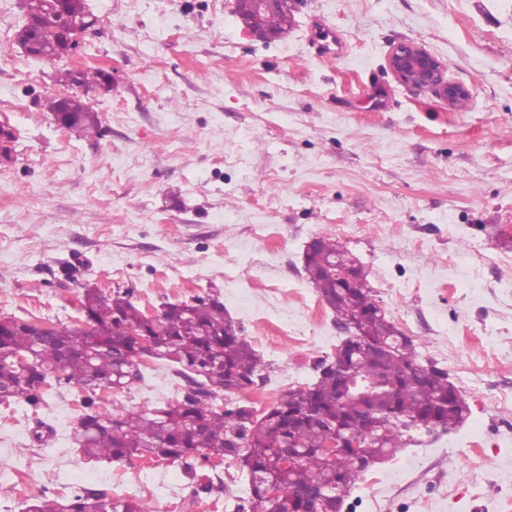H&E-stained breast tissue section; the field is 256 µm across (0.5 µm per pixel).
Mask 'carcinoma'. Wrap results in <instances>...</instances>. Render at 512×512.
Instances as JSON below:
<instances>
[{
  "label": "carcinoma",
  "instance_id": "obj_1",
  "mask_svg": "<svg viewBox=\"0 0 512 512\" xmlns=\"http://www.w3.org/2000/svg\"><path fill=\"white\" fill-rule=\"evenodd\" d=\"M49 0H24V17L41 21L35 37L54 59L70 54L71 40L47 9ZM288 12L262 19L263 38L272 40L288 29ZM79 131L98 133L101 120L93 111L75 113ZM304 268L320 301L335 314L350 336L336 347L337 372L319 374L311 383L285 391L262 415L240 401L220 407L211 398L222 391L242 392L263 378L265 362L224 314V302L209 293L190 301L165 302L157 320L133 301L131 290L104 294L86 288L78 298L83 327L43 325L16 315L0 317V404L37 410L51 389L78 385L92 394L129 389L125 364L147 357L179 366L188 382L182 401L134 412L116 402L106 413L83 415L73 431L74 443L89 459L180 461L191 455L205 462L230 460L248 474L246 496L234 512H341L351 490L367 470L361 457L385 460L413 440V433L449 432L465 419V400L448 397V374L426 361L376 303L358 259L336 239L314 238ZM136 331L149 339L144 354ZM368 380L361 397L350 393L348 374ZM355 440L351 447L327 456L325 445L337 435ZM293 449L299 460L282 467V453ZM278 484L283 494L268 495ZM26 512H152L137 498H108L86 491L65 503L31 499Z\"/></svg>",
  "mask_w": 512,
  "mask_h": 512
}]
</instances>
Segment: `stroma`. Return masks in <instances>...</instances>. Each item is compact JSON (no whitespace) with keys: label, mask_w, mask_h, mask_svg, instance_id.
<instances>
[{"label":"stroma","mask_w":512,"mask_h":512,"mask_svg":"<svg viewBox=\"0 0 512 512\" xmlns=\"http://www.w3.org/2000/svg\"><path fill=\"white\" fill-rule=\"evenodd\" d=\"M96 25L53 63L15 41L22 0H0V314L75 326L83 288L141 308L215 292L269 367L241 400L264 409L308 382L346 331L319 300L304 254L328 235L363 266L378 305L447 372L469 413L371 467L342 512H512V0H290L266 41L233 0H86ZM344 52L320 57V30ZM422 44L446 81L402 85L391 50ZM112 73L86 101L99 136L43 107L73 67ZM98 392L94 408L180 402L169 362ZM76 385L37 414L0 405V512L93 489L152 512H231L244 478L227 463L83 460ZM43 426L53 438L33 445ZM214 478L202 492L188 469Z\"/></svg>","instance_id":"stroma-1"}]
</instances>
